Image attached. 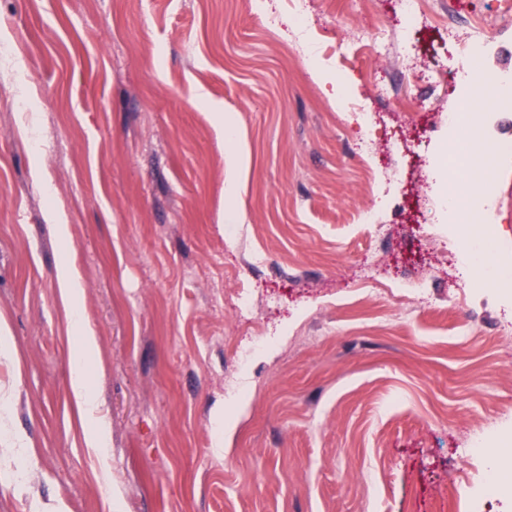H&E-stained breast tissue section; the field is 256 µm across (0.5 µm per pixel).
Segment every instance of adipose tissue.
<instances>
[{"instance_id": "1", "label": "adipose tissue", "mask_w": 512, "mask_h": 512, "mask_svg": "<svg viewBox=\"0 0 512 512\" xmlns=\"http://www.w3.org/2000/svg\"><path fill=\"white\" fill-rule=\"evenodd\" d=\"M73 329L71 388L83 409L86 443L103 457L108 452L110 434L104 418L98 413V402L89 386L87 373V366L97 349V339L93 329L81 317H74Z\"/></svg>"}]
</instances>
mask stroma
<instances>
[{
    "mask_svg": "<svg viewBox=\"0 0 512 512\" xmlns=\"http://www.w3.org/2000/svg\"><path fill=\"white\" fill-rule=\"evenodd\" d=\"M254 2L0 0V44L23 47L0 55V512H512L465 451L469 430H512V296L466 287L447 214L413 217L467 92L430 72L463 71L458 41L482 20L484 74L512 70V0H425L410 67L336 54L353 24L401 27L396 0H307L301 29L286 0ZM314 68L359 110L337 111ZM493 97L473 164L494 171L490 222L510 239L512 155L495 144L512 104ZM66 258L106 459L70 386ZM404 276L425 293L392 297ZM258 335L274 342L230 396L235 349Z\"/></svg>",
    "mask_w": 512,
    "mask_h": 512,
    "instance_id": "stroma-1",
    "label": "stroma"
}]
</instances>
